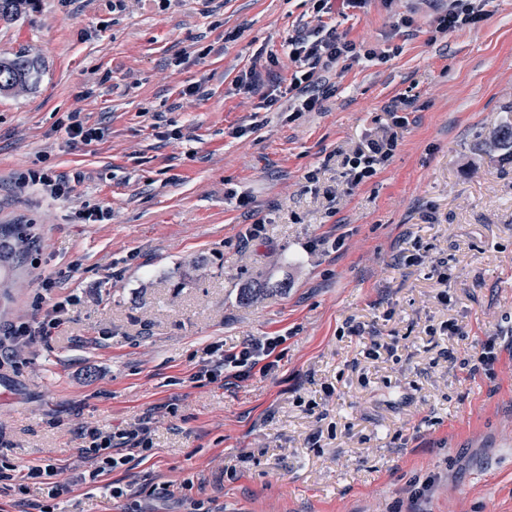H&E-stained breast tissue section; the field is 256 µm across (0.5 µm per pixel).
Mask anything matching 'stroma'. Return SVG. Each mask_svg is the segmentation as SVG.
Here are the masks:
<instances>
[{
    "mask_svg": "<svg viewBox=\"0 0 512 512\" xmlns=\"http://www.w3.org/2000/svg\"><path fill=\"white\" fill-rule=\"evenodd\" d=\"M486 10L450 33L424 0L333 10L380 57L328 73L320 112L281 96L311 0H24L0 22V58L37 62L0 92V232L41 239L39 265L0 278V327L75 298L0 366V512H394L427 481V512H512V158L491 142L512 120V0ZM252 65L261 93L236 91ZM70 112L96 140L68 138ZM392 129V158L346 192L341 153ZM43 168L70 200L20 187ZM258 336L285 339L274 372L193 381L209 345ZM491 336L494 377L469 374ZM143 418L152 451L85 482L84 429ZM44 464L59 498L25 477Z\"/></svg>",
    "mask_w": 512,
    "mask_h": 512,
    "instance_id": "stroma-1",
    "label": "stroma"
}]
</instances>
